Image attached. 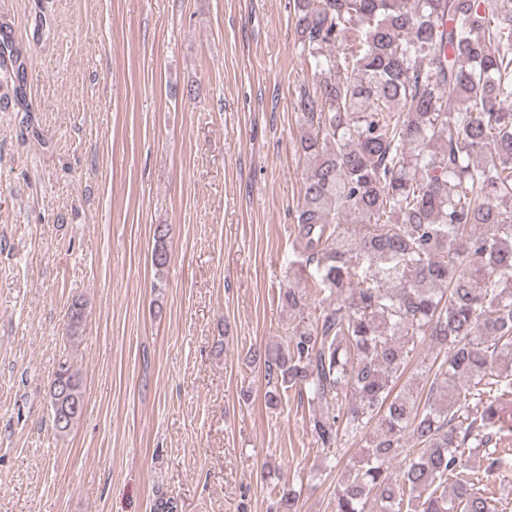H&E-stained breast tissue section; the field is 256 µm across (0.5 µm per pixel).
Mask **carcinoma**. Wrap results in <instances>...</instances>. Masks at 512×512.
<instances>
[{
	"instance_id": "obj_1",
	"label": "carcinoma",
	"mask_w": 512,
	"mask_h": 512,
	"mask_svg": "<svg viewBox=\"0 0 512 512\" xmlns=\"http://www.w3.org/2000/svg\"><path fill=\"white\" fill-rule=\"evenodd\" d=\"M311 83L296 97L306 162L296 216L309 292L280 299L301 316L285 344L250 352L267 403L307 399L314 442L369 432L333 512H490L469 479L479 451L501 467L512 399V0H293ZM338 53H332L334 48ZM169 227L151 252L169 261ZM84 317L67 315L74 339ZM427 384L398 385L415 352ZM55 432L85 407L80 373L59 363ZM403 458L395 474L391 463ZM282 488L275 512H298Z\"/></svg>"
}]
</instances>
